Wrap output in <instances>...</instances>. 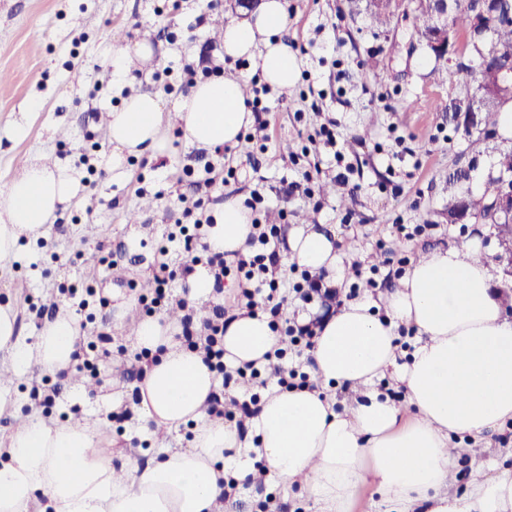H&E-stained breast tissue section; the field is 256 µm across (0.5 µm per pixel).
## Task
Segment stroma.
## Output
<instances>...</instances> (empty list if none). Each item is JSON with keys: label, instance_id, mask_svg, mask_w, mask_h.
Segmentation results:
<instances>
[{"label": "stroma", "instance_id": "35a3bbf8", "mask_svg": "<svg viewBox=\"0 0 512 512\" xmlns=\"http://www.w3.org/2000/svg\"><path fill=\"white\" fill-rule=\"evenodd\" d=\"M287 2V39L298 54V75L288 91L263 95L270 109L267 131L255 132L248 148L227 152L225 161L238 167L239 176L225 185V195L248 201L260 190L271 211L287 212L289 226L312 224L335 236L345 267L378 266L377 287L359 290L375 300L398 285L388 266L379 265L380 256L395 259L407 251L418 257L477 238L486 258L495 259L497 228L449 223L448 174L472 166L469 187L478 189L494 169L499 142L473 141L463 123L449 122L451 88L420 66L426 51L410 22L395 20L377 30L364 16L350 14L347 0ZM242 13L238 0H180L176 9L169 0H0V73L6 76L0 82V199L18 178L19 162L35 156L82 176L88 166L102 167L111 152L109 111L129 94L161 91L156 72L198 64L205 46L219 44L216 22L239 20ZM141 40L153 47L151 64L135 71L131 84L113 87L107 80L112 48ZM329 119L347 139L340 163L306 137L308 128ZM266 134L274 148L262 153L258 145ZM304 148L322 160L308 196L287 191L297 178L290 155ZM83 155L88 164H80ZM212 156L172 139L163 158L130 159L127 182L118 185L102 175L93 190L59 211L47 227L45 247L21 244L15 264L0 269V304H11L16 314L19 343H34L38 334L25 315L26 297L65 306L57 286L71 271L52 263L51 253L76 258L80 273H92L97 290H124L132 279L146 285L164 228L176 220L164 194L193 195L195 171ZM342 171L343 181L337 178ZM326 183L336 185V192L321 193ZM397 221L429 230L408 241L393 233ZM105 250L119 253L117 268L99 265ZM10 356V347L0 348V393L9 400L0 410V437L16 425L17 415L35 411L32 387L55 388L49 415L60 420L76 411L100 418L120 409L132 388L125 356H111L99 385L38 367L15 375ZM125 426V434L107 427L103 436L113 454L134 463L145 464L159 449L188 445L181 429L155 436L137 418ZM509 433L511 418L482 437L461 438L467 453L452 464L451 492L464 496L487 460L512 470V445L502 440Z\"/></svg>", "mask_w": 512, "mask_h": 512}]
</instances>
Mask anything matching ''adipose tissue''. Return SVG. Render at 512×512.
Masks as SVG:
<instances>
[{"mask_svg": "<svg viewBox=\"0 0 512 512\" xmlns=\"http://www.w3.org/2000/svg\"><path fill=\"white\" fill-rule=\"evenodd\" d=\"M285 0H260L223 35V56L250 62L252 74L271 89L287 91L298 71L285 40ZM246 76L196 81L174 101L139 92L109 114L112 150L105 166L113 181L130 176L128 160L144 151L164 154L170 111L187 144L200 149L234 146L254 122L242 91ZM82 189L63 166L29 160L13 180L0 209V263L21 240H35L58 210ZM208 227L216 252L247 253L250 211L240 198L225 200ZM290 257L325 282L344 274L334 237L302 224L287 234ZM479 241L435 249L415 260L388 293L383 310L370 299L346 302L319 331L309 355L319 381L314 391L271 386L252 433L209 420L207 400L218 386L202 354L186 350L176 328L160 318L135 323L134 349L156 351L141 385L139 418L165 430L195 422L192 445L162 449L147 466L114 464L96 421L59 422L40 414L0 440V512H216L229 473L246 475L250 459L265 461L284 486L299 485L310 512H350L358 489L371 486L381 512H512V472L476 480L466 498L449 489L452 435L480 437L512 418V320L492 290L493 266L482 260ZM15 316L0 306V346L12 349L16 373L31 366L69 369L79 341L76 317L59 311L34 344L14 342ZM416 343L400 360L398 327ZM281 340L263 312L237 310L224 332V362L265 365ZM393 377L403 404L373 391ZM361 390V398L337 409L335 387Z\"/></svg>", "mask_w": 512, "mask_h": 512, "instance_id": "obj_1", "label": "adipose tissue"}]
</instances>
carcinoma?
I'll list each match as a JSON object with an SVG mask.
<instances>
[{
  "label": "carcinoma",
  "mask_w": 512,
  "mask_h": 512,
  "mask_svg": "<svg viewBox=\"0 0 512 512\" xmlns=\"http://www.w3.org/2000/svg\"><path fill=\"white\" fill-rule=\"evenodd\" d=\"M481 7L480 0H452L448 6V30L459 34L457 60L451 68L441 66L434 69L436 80H448L454 97L448 104L452 119L461 113L476 112L485 133L497 130L499 113L512 102V91L500 88L496 82L486 79L479 67L484 58H492L503 67L512 69V0H498L488 9L486 17L488 34L475 39L468 34L471 16ZM365 13L371 24L386 25L393 18L412 19L413 29L424 47H429L436 30L434 0H418L410 5L409 0H387L377 8L368 2ZM499 177L488 178L481 193L476 195L466 189L453 195L448 206V223H454L456 210L464 209L480 224H493L489 201L499 190Z\"/></svg>",
  "instance_id": "carcinoma-1"
}]
</instances>
